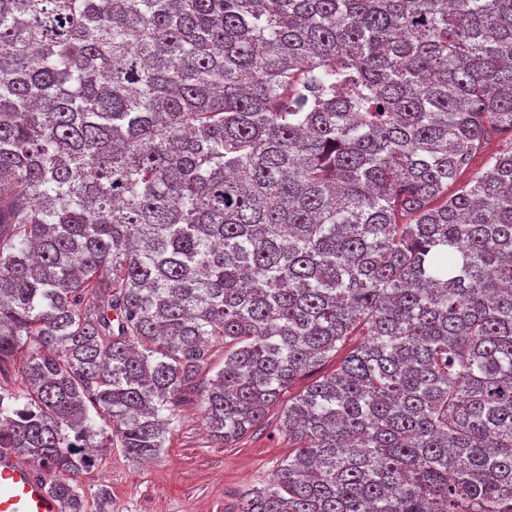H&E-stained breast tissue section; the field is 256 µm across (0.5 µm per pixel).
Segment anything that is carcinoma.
Wrapping results in <instances>:
<instances>
[{
  "label": "carcinoma",
  "mask_w": 512,
  "mask_h": 512,
  "mask_svg": "<svg viewBox=\"0 0 512 512\" xmlns=\"http://www.w3.org/2000/svg\"><path fill=\"white\" fill-rule=\"evenodd\" d=\"M503 132L512 0H0V451L85 512L310 377L236 512H512Z\"/></svg>",
  "instance_id": "obj_1"
}]
</instances>
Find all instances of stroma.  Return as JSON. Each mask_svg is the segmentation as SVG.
I'll list each match as a JSON object with an SVG mask.
<instances>
[{
	"label": "stroma",
	"instance_id": "obj_1",
	"mask_svg": "<svg viewBox=\"0 0 512 512\" xmlns=\"http://www.w3.org/2000/svg\"><path fill=\"white\" fill-rule=\"evenodd\" d=\"M281 413L274 405L261 427L224 446L211 441L201 406L183 404L168 448L150 462H135L120 448L99 450L95 466L76 478L87 512H231L239 492L269 482L287 457ZM103 488L110 493L105 505Z\"/></svg>",
	"mask_w": 512,
	"mask_h": 512
}]
</instances>
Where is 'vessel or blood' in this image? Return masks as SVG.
I'll return each mask as SVG.
<instances>
[{"mask_svg":"<svg viewBox=\"0 0 512 512\" xmlns=\"http://www.w3.org/2000/svg\"><path fill=\"white\" fill-rule=\"evenodd\" d=\"M0 512H61L46 475L0 452Z\"/></svg>","mask_w":512,"mask_h":512,"instance_id":"vessel-or-blood-1","label":"vessel or blood"}]
</instances>
